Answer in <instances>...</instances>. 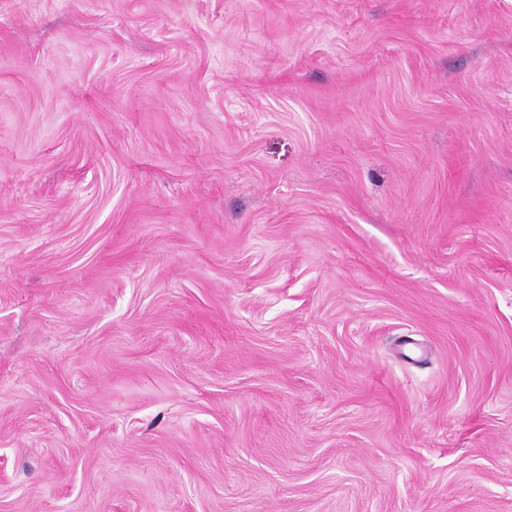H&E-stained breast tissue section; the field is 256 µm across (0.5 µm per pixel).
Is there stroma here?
I'll return each mask as SVG.
<instances>
[{"label":"stroma","mask_w":512,"mask_h":512,"mask_svg":"<svg viewBox=\"0 0 512 512\" xmlns=\"http://www.w3.org/2000/svg\"><path fill=\"white\" fill-rule=\"evenodd\" d=\"M0 512H512V0H0Z\"/></svg>","instance_id":"obj_1"}]
</instances>
